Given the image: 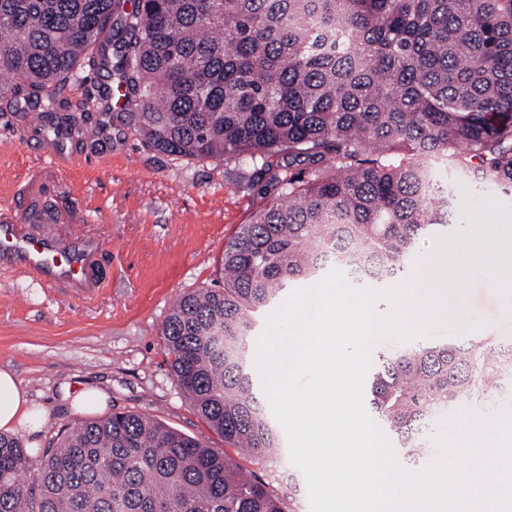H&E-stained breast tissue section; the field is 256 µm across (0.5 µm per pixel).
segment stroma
Masks as SVG:
<instances>
[{"instance_id": "stroma-1", "label": "stroma", "mask_w": 512, "mask_h": 512, "mask_svg": "<svg viewBox=\"0 0 512 512\" xmlns=\"http://www.w3.org/2000/svg\"><path fill=\"white\" fill-rule=\"evenodd\" d=\"M111 85L114 108L87 94L82 79L54 93L53 109L76 128L96 127L97 138L78 145L66 175L42 172L36 126L42 104L19 92L13 107L0 100V204L16 200L31 171L46 185L39 202L62 213L57 232L92 237L102 245L107 276L103 288L84 295L41 286L34 277L0 268V367L12 370L35 409L47 421L36 432L17 431L38 459L78 417L114 412L144 413L211 448L224 440L198 416L175 381L162 344L164 323L176 300L223 284L217 271L225 245L256 210L278 194L256 177L249 160L189 159L148 147L128 118L119 77L97 73ZM452 182L458 230L422 239L397 282L374 290L406 289L403 302L417 342L424 330H454L455 340L481 338L512 344V275L479 260L488 234L512 241V198L476 188L438 168ZM447 253L466 269L463 283L422 295L407 285L424 260ZM87 389L107 400L75 412L71 399ZM512 411V378L490 399L434 412L423 428L429 462H436V436L451 418ZM261 473L291 512H310L307 485L291 464L287 445L273 452Z\"/></svg>"}]
</instances>
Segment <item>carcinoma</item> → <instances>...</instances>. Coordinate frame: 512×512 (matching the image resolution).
<instances>
[{
    "label": "carcinoma",
    "instance_id": "carcinoma-1",
    "mask_svg": "<svg viewBox=\"0 0 512 512\" xmlns=\"http://www.w3.org/2000/svg\"><path fill=\"white\" fill-rule=\"evenodd\" d=\"M0 0V98L53 92L121 24L117 70L151 148L247 157L280 188L224 249L222 288L182 296L162 329L174 379L228 450L143 413L81 419L39 459L0 433V512H288L257 471L279 447L249 367L256 317L288 288L339 269L400 277L416 243L453 229V189L431 161L512 192V0ZM282 154L305 168L273 164ZM512 348L418 344L383 355L368 405L412 461L433 411L481 402Z\"/></svg>",
    "mask_w": 512,
    "mask_h": 512
}]
</instances>
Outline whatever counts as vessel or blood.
Listing matches in <instances>:
<instances>
[{
  "mask_svg": "<svg viewBox=\"0 0 512 512\" xmlns=\"http://www.w3.org/2000/svg\"><path fill=\"white\" fill-rule=\"evenodd\" d=\"M74 132L63 130L44 139L41 155L47 168L65 173L73 162ZM51 217L32 214L29 223L15 221L12 212L0 211V266H18L42 283L76 292L99 287L98 256L101 246L92 238H68L44 232Z\"/></svg>",
  "mask_w": 512,
  "mask_h": 512,
  "instance_id": "b4317fda",
  "label": "vessel or blood"
}]
</instances>
